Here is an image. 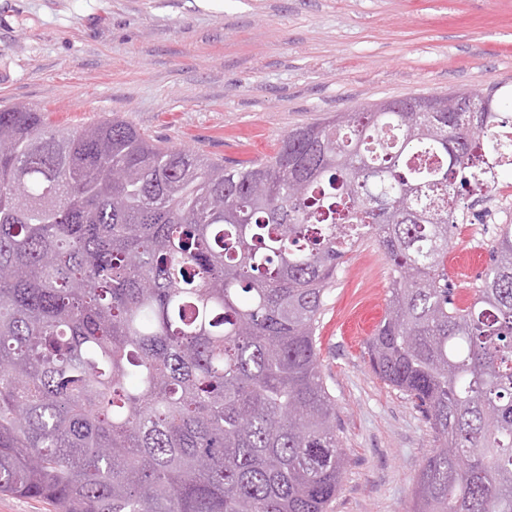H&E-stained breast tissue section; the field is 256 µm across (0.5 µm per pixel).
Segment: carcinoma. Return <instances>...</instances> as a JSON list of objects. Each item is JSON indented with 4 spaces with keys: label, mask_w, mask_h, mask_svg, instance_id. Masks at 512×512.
<instances>
[{
    "label": "carcinoma",
    "mask_w": 512,
    "mask_h": 512,
    "mask_svg": "<svg viewBox=\"0 0 512 512\" xmlns=\"http://www.w3.org/2000/svg\"><path fill=\"white\" fill-rule=\"evenodd\" d=\"M366 112L228 166L118 118L0 109V492L54 512H326L348 463L316 329L344 257L392 263L373 372L436 449L411 512H512V225L469 306L462 192L512 113ZM486 125L469 132L471 119Z\"/></svg>",
    "instance_id": "obj_1"
}]
</instances>
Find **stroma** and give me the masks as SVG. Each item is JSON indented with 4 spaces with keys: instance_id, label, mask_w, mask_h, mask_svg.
<instances>
[{
    "instance_id": "stroma-1",
    "label": "stroma",
    "mask_w": 512,
    "mask_h": 512,
    "mask_svg": "<svg viewBox=\"0 0 512 512\" xmlns=\"http://www.w3.org/2000/svg\"><path fill=\"white\" fill-rule=\"evenodd\" d=\"M512 86V0H0V107L82 126L120 117L227 162L273 154L297 126L385 98ZM451 230L446 273L470 304L489 257ZM391 269L348 254L316 330L348 466L330 512H408L434 445L365 345Z\"/></svg>"
}]
</instances>
